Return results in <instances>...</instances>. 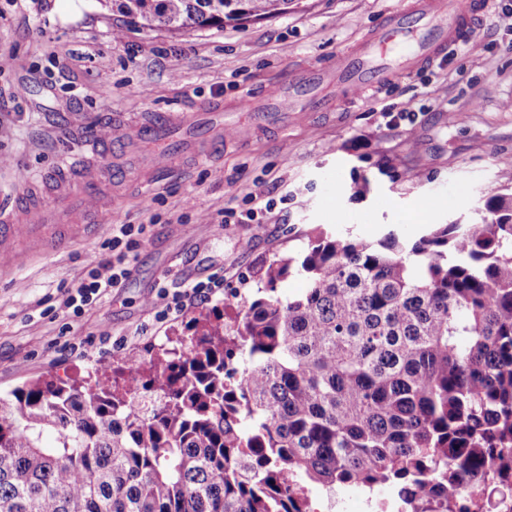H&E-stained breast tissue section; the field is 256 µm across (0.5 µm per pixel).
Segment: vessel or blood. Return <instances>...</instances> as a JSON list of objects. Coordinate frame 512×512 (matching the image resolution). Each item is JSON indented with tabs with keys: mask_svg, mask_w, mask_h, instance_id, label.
Wrapping results in <instances>:
<instances>
[{
	"mask_svg": "<svg viewBox=\"0 0 512 512\" xmlns=\"http://www.w3.org/2000/svg\"><path fill=\"white\" fill-rule=\"evenodd\" d=\"M491 0H416L410 8L392 14L375 32L360 42L355 51L336 55L326 66L297 76L294 90L307 92V109L323 110L328 102L315 95L316 87L336 83L351 94L379 88L414 66L441 55L455 44L475 42L483 33V19ZM82 174L96 179L98 165L84 152L75 153L67 176L59 177L56 189L30 204L27 211L0 199V244L8 245L14 230L26 228L28 238L42 249L59 248L65 243L63 230L81 206L55 212L57 203L67 200L68 175Z\"/></svg>",
	"mask_w": 512,
	"mask_h": 512,
	"instance_id": "b4317fda",
	"label": "vessel or blood"
}]
</instances>
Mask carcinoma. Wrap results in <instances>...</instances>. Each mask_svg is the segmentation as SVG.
<instances>
[{
	"label": "carcinoma",
	"instance_id": "cac0c4a2",
	"mask_svg": "<svg viewBox=\"0 0 512 512\" xmlns=\"http://www.w3.org/2000/svg\"><path fill=\"white\" fill-rule=\"evenodd\" d=\"M112 35L286 14L295 0H103ZM408 242L318 232L261 295L112 388L38 380L0 398V512H316L386 486L407 512L512 502V186ZM306 288L272 296L288 276Z\"/></svg>",
	"mask_w": 512,
	"mask_h": 512
}]
</instances>
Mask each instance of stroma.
<instances>
[{"label":"stroma","mask_w":512,"mask_h":512,"mask_svg":"<svg viewBox=\"0 0 512 512\" xmlns=\"http://www.w3.org/2000/svg\"><path fill=\"white\" fill-rule=\"evenodd\" d=\"M413 0H301L287 14L182 36L126 31L113 40L97 0H0V195L49 194L71 150L111 127L99 152L102 179L72 178L97 211L78 218L63 248L0 259V394L40 378H87L99 358H127L191 335L196 318L235 312L275 259L307 249L315 230L347 239L406 240L425 225L467 223L512 179V31L493 0L482 41L357 98L328 90L322 112H242L284 89L293 73L350 51ZM251 128L248 141L216 137L204 115ZM169 114L194 117L165 142L128 138ZM165 164L151 166L156 155ZM34 187L13 181L16 170ZM367 182L358 194L354 186ZM265 197L251 199L255 184ZM453 206H444L446 197ZM115 224H141L135 270L124 288L59 312L61 285L95 260ZM224 274V291L164 322L150 312L160 286ZM56 314H49V307ZM112 334L101 342V328ZM84 339L64 348L63 329Z\"/></svg>","instance_id":"stroma-1"}]
</instances>
